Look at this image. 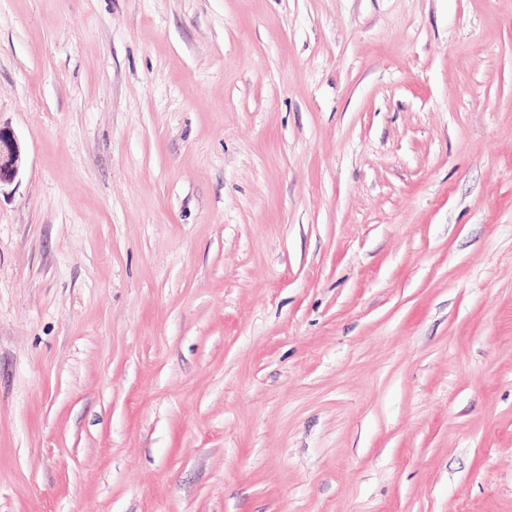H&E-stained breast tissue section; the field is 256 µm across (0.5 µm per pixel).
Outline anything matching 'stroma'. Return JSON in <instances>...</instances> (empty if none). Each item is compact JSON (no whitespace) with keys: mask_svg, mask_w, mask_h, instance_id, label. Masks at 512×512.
Listing matches in <instances>:
<instances>
[{"mask_svg":"<svg viewBox=\"0 0 512 512\" xmlns=\"http://www.w3.org/2000/svg\"><path fill=\"white\" fill-rule=\"evenodd\" d=\"M0 512H512V0H0ZM22 166V147L15 133L0 125V189L15 182Z\"/></svg>","mask_w":512,"mask_h":512,"instance_id":"obj_1","label":"stroma"}]
</instances>
